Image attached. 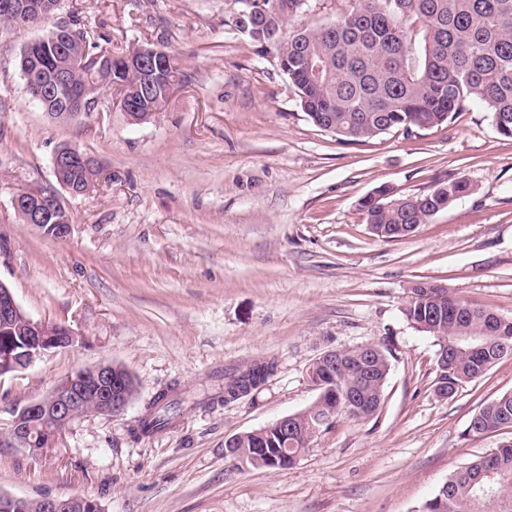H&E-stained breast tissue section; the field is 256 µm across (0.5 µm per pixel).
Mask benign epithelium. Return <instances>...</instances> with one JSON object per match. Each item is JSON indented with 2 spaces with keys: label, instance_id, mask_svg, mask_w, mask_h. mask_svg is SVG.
I'll use <instances>...</instances> for the list:
<instances>
[{
  "label": "benign epithelium",
  "instance_id": "benign-epithelium-1",
  "mask_svg": "<svg viewBox=\"0 0 512 512\" xmlns=\"http://www.w3.org/2000/svg\"><path fill=\"white\" fill-rule=\"evenodd\" d=\"M166 51L152 47L144 49L137 57L124 59V64L118 72L136 75L138 81L130 84L120 79L112 80V88L122 92L120 102L131 110L128 118L137 123L132 110L137 108L141 88L151 84L154 68L159 65V59ZM13 205L26 219L38 229L49 228L54 235L66 238L70 235L71 225L50 224L43 222L50 219L53 211H45L39 204H31L18 198H13ZM20 312V307L10 288L0 283V320L9 321ZM29 348L20 355L16 349L0 347V377L25 370L36 361L57 349L73 345L77 336L66 325L54 327L50 323L27 317ZM333 360L332 351L328 350L312 360L306 369L308 382L312 389H318L314 382L316 372ZM135 399L134 390L123 375V367L112 362H101L92 367L79 370L63 377L44 397L32 400L12 411V419L7 424L9 440L16 446L26 447L31 443L32 428L41 422L52 421L59 425L60 430L53 431L50 436L41 439L42 447L31 448L29 452L38 456L43 448L51 446L60 436V431L66 429L75 419L90 412L89 405L99 407L102 413L114 416L124 414ZM43 512H85V510H100L97 503L86 496L71 495L67 497L45 496L41 498Z\"/></svg>",
  "mask_w": 512,
  "mask_h": 512
}]
</instances>
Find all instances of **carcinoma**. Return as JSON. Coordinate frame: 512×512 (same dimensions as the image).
Here are the masks:
<instances>
[{"label": "carcinoma", "instance_id": "cac0c4a2", "mask_svg": "<svg viewBox=\"0 0 512 512\" xmlns=\"http://www.w3.org/2000/svg\"><path fill=\"white\" fill-rule=\"evenodd\" d=\"M236 2L240 8L233 25L252 41L275 48L307 119L343 143L366 142L395 129L409 134L439 126L472 99L485 104L499 134L512 138V0H349L350 9L335 20L288 32L287 22L304 11L307 0ZM59 8L60 0H0V26H42ZM101 51L83 28L70 34L55 26L34 48L21 51L18 67L29 95L47 115L70 122L78 116L76 108L64 105L65 99L82 102L84 116L95 110ZM60 70L67 71L68 84L38 98L37 90L52 85ZM180 76V60L167 55L140 117L151 120L163 110ZM69 152L73 162L62 180L77 196L96 191L102 164L87 159L89 153L79 147ZM473 191L467 180L450 176L425 194L393 192L375 205L363 200L360 206L366 209L367 223L378 228L426 224ZM432 310L441 312L439 352L449 353V371L440 377L446 387L474 381L512 355V317L502 322L451 291L444 297L432 288H413L404 309L407 320L420 328ZM26 316L23 311L11 324L0 323V345L24 351ZM377 349L366 384L352 368L354 349L319 373L326 394L296 413L288 444L281 441L274 421L237 435L231 456L252 457L250 465L256 467L288 469L309 449L311 429L327 414L335 420L372 415L390 371L389 351L380 345ZM361 387L366 408L360 412L350 395ZM172 410L165 393H159L138 420L136 433L169 427ZM474 418L480 435L512 428V393L487 403ZM425 506L429 512H512V444L499 445L448 474Z\"/></svg>", "mask_w": 512, "mask_h": 512}]
</instances>
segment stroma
<instances>
[{"label": "stroma", "mask_w": 512, "mask_h": 512, "mask_svg": "<svg viewBox=\"0 0 512 512\" xmlns=\"http://www.w3.org/2000/svg\"><path fill=\"white\" fill-rule=\"evenodd\" d=\"M235 0H63L113 47L177 55L182 82L158 117L130 123L113 97L78 123L34 102L17 62L47 27L0 28V282L33 318L77 342L0 378V424L61 378L108 360L138 394L120 416L91 412L37 457L0 438V493L83 495L102 512H420L449 472L512 439L471 435L485 403L512 392V356L443 399L438 345L403 310L418 282L512 316V138L468 102L441 126L345 144L301 111L273 47L234 27ZM93 153L106 180L62 194L63 240L22 223L12 199L55 183L62 145ZM449 175L461 198L408 237L370 233L363 198ZM379 344L390 373L378 410L321 432L291 468L229 457L226 438L311 404L309 363ZM274 361L266 382L224 399V374ZM173 423L132 428L161 391Z\"/></svg>", "instance_id": "obj_1"}]
</instances>
